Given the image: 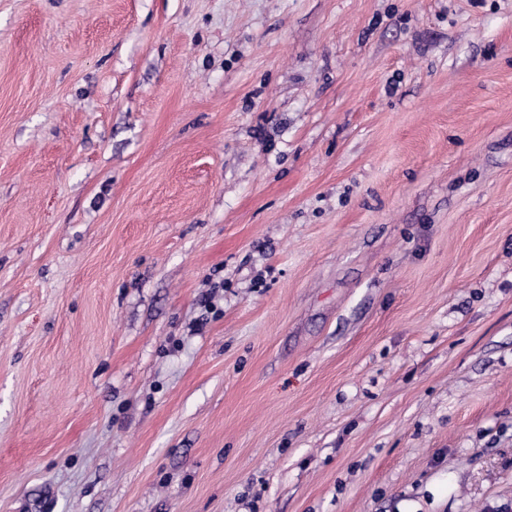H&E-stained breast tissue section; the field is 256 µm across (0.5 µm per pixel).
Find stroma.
Returning <instances> with one entry per match:
<instances>
[{"label": "stroma", "instance_id": "obj_1", "mask_svg": "<svg viewBox=\"0 0 512 512\" xmlns=\"http://www.w3.org/2000/svg\"><path fill=\"white\" fill-rule=\"evenodd\" d=\"M0 512H512V0H0Z\"/></svg>", "mask_w": 512, "mask_h": 512}]
</instances>
